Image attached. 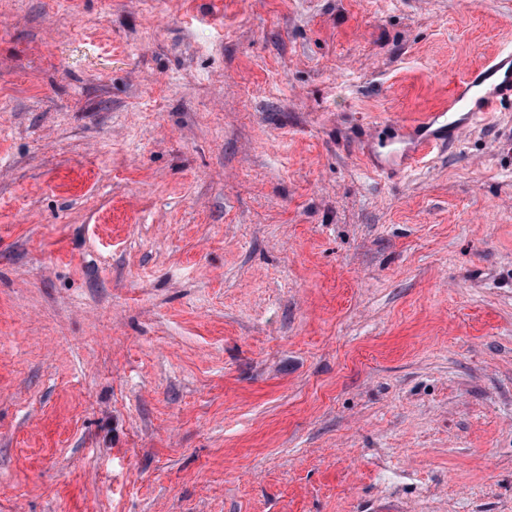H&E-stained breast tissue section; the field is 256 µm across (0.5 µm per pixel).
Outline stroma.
<instances>
[{
	"label": "stroma",
	"mask_w": 512,
	"mask_h": 512,
	"mask_svg": "<svg viewBox=\"0 0 512 512\" xmlns=\"http://www.w3.org/2000/svg\"><path fill=\"white\" fill-rule=\"evenodd\" d=\"M512 0H0V512H512V105L384 152Z\"/></svg>",
	"instance_id": "obj_1"
}]
</instances>
